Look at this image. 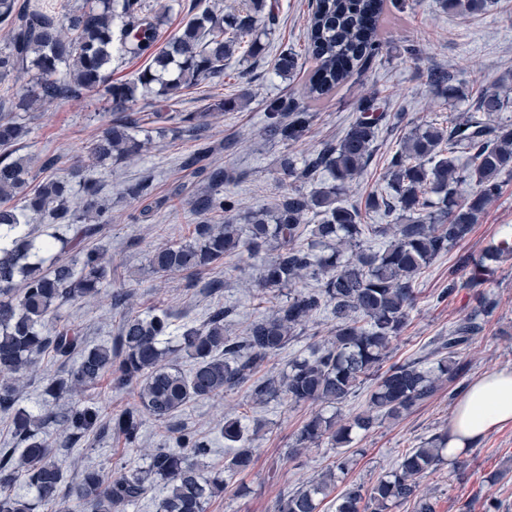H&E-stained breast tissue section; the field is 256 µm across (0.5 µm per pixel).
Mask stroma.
I'll list each match as a JSON object with an SVG mask.
<instances>
[{"instance_id":"1","label":"stroma","mask_w":512,"mask_h":512,"mask_svg":"<svg viewBox=\"0 0 512 512\" xmlns=\"http://www.w3.org/2000/svg\"><path fill=\"white\" fill-rule=\"evenodd\" d=\"M267 3L271 13L261 37L264 51L257 56L235 53L226 63L223 81L201 82L185 91L176 105L180 112H206L213 100L221 99L230 102V109L208 114L204 125L193 129L174 120L151 121L157 105L138 101L133 110L142 127L151 132L147 151L130 162H108L96 172L105 192L112 195L113 220L99 240L107 249V259L119 265L122 273L112 287L132 292L138 311L151 307L165 310L174 333L186 323L203 324L212 308L220 304L231 308L226 327L239 337L248 322L263 312L252 290L263 257L243 252L201 274L177 275L165 281L149 269V256L157 245L187 240L195 225L202 223V216L191 212L188 201L211 191L213 169L224 168L233 174V181L222 191L238 211L274 206L287 191L277 179L279 157L286 153L302 160L323 143L336 141L355 118L360 100L374 94L380 111L404 113L405 121L382 124L365 175L346 190L345 203L362 206L370 194L385 192L388 162L399 147L405 122L472 109L471 101L434 96L426 81L429 69L448 70L454 85L465 89L491 87L512 72V0H492L489 10L476 17L445 10L439 0H395L379 31L382 55L362 75L311 102L310 109L317 117L302 140H272L263 133L267 103L301 96L313 65L305 63L290 77L274 71L272 60L282 50L304 49L308 0ZM411 42L421 49L415 60L404 54L405 45ZM111 120L107 100L94 93L28 113L30 133L22 151L55 156L61 168L76 166L86 161L90 146ZM205 141L214 145V154L205 162L187 166V159ZM141 180L152 183L151 198L141 202L125 197L124 189ZM508 227H512V174L502 176L498 197L471 233L447 254L435 258L419 277L417 302L392 345L389 363L434 365L433 351L440 337L474 307L461 270L463 261L478 257ZM452 268L458 271V284L453 288L448 285ZM214 280L222 283L216 294L208 288ZM488 293L496 309L483 322L477 339L459 354L456 381L444 385L402 419L383 420L370 431L355 434L345 483L374 484L397 466L406 450L448 426L455 404L477 376L512 367V260L498 266ZM57 316L60 322L78 326L91 345L111 342L118 321L106 298L63 304ZM333 325L330 311L313 316L294 343L263 364L261 376L278 374L289 361L308 354L311 345L329 338ZM309 414L305 406L252 403L243 386L225 395L219 404L191 403L171 427L144 418L137 446L127 445L118 436L89 433L71 450L58 453L57 459L69 477L88 466L118 472L144 465L146 450L175 447L180 431L188 430L209 441L207 462L218 467L229 451L220 427L224 418L238 417L247 427L258 428L257 453L251 467L228 484L223 498L212 502L207 512H273L278 499L324 472L339 457L337 449L325 442L289 457L288 450ZM420 491L431 498L436 512H484L489 499L497 501L499 512H512V427L491 432L455 459L444 461L435 473L422 479Z\"/></svg>"}]
</instances>
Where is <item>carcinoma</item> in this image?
I'll return each instance as SVG.
<instances>
[{"mask_svg":"<svg viewBox=\"0 0 512 512\" xmlns=\"http://www.w3.org/2000/svg\"><path fill=\"white\" fill-rule=\"evenodd\" d=\"M443 6L474 17L488 10L490 0H443ZM266 7L265 0H246L242 14L226 18L208 6L158 48L166 7L146 0H25L21 6L0 0V23L8 26L0 47V82L26 78L13 91L14 110L0 112V149L7 151L27 136L22 113L100 90L112 102V123L93 144L90 157L96 162L139 158L150 138L140 140L135 134L128 115L135 102L155 97L169 107L184 90L221 78L224 61L248 35V52L262 53L263 44L252 34L263 24ZM385 9V0H315L305 56L282 51L274 69L291 75L303 61H314L303 98L321 99L361 74L382 52L378 23ZM115 50L146 55L150 63L133 80L114 82ZM427 81L438 96L464 97L444 69L429 70ZM510 89L504 77L478 93L473 111L451 116L450 125L423 120L404 133L387 172L392 193L373 195L366 205L367 211L387 217L398 213L396 224H367L359 208L340 200L365 173L382 122L389 119L376 112L374 95L362 101L340 139L302 165L286 154L280 158V181L297 186L270 209L232 212L219 192L232 176L214 170V191L195 197L191 207L219 219L196 225L189 240L156 247L149 258L151 271L160 279L190 276L235 253H264L267 259L254 288L275 310L253 318L239 339L226 328L230 309L217 307L203 324L183 325L173 348L162 346L163 337L171 335L169 315L133 311L128 291L109 294L120 309L109 344L90 347L77 328L53 323L60 305L99 300L108 281L120 277L103 263L105 249L84 245L112 223V196L87 176L75 183L65 174H53L33 183L35 164L43 171L56 166L51 155L14 157L7 152L0 157V412L9 415L12 434L23 445L19 455L0 458V512H128L155 489L156 512H206L212 499L224 495L227 481L252 464L253 439L237 418H226L221 426L232 452L215 472L202 463L210 448L189 433L178 436L177 447L156 448L147 454L146 465L119 475L91 466L68 481L55 457L58 449L93 430L113 432L135 445L144 416L166 424L190 403L220 402L247 382L254 403L281 400L319 407L298 429L291 455L324 441L346 448L353 433L369 430L378 420L402 418L453 382L457 354L493 312L483 287L494 264L512 259L509 232L471 260L468 286L475 289L476 306L441 338L435 365L426 369L403 362L385 371L381 365L415 305L420 274L469 235L497 196L502 175L512 174V123L499 121L512 107ZM266 112L264 132L287 143L300 141L316 117L294 98L274 99ZM460 152L466 154L463 163ZM323 173L329 176L327 186L310 192L299 187ZM464 185L471 187L466 194ZM152 192L147 180L126 188V195L138 201ZM32 224H55L57 231L42 239ZM368 237L383 240V248L365 252L362 243ZM308 279L317 287L296 288ZM325 309L336 320L332 336L289 361L281 374L251 381L269 357L285 350ZM47 353L72 361V367L62 375L44 376L45 400L38 410L21 408L18 394L34 371L33 356ZM179 358L190 362L188 371L176 363ZM372 375L366 408L344 419L342 406ZM107 377L113 387L131 389L133 403L116 413L106 401L95 407L81 404L83 393ZM52 425L62 435L56 443L45 436ZM447 443L445 430L407 450L398 466L371 487L347 486L336 512H391L411 500L417 512H435L430 500L418 496V488L443 463ZM347 462L340 457L333 468L279 499L274 512H320L339 475L347 473ZM20 475L28 494L14 489Z\"/></svg>","mask_w":512,"mask_h":512,"instance_id":"1","label":"carcinoma"}]
</instances>
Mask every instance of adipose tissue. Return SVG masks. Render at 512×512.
I'll list each match as a JSON object with an SVG mask.
<instances>
[{
  "instance_id": "ef3b65f1",
  "label": "adipose tissue",
  "mask_w": 512,
  "mask_h": 512,
  "mask_svg": "<svg viewBox=\"0 0 512 512\" xmlns=\"http://www.w3.org/2000/svg\"><path fill=\"white\" fill-rule=\"evenodd\" d=\"M512 426V368L475 378L456 405L446 454L454 458L487 434Z\"/></svg>"
}]
</instances>
